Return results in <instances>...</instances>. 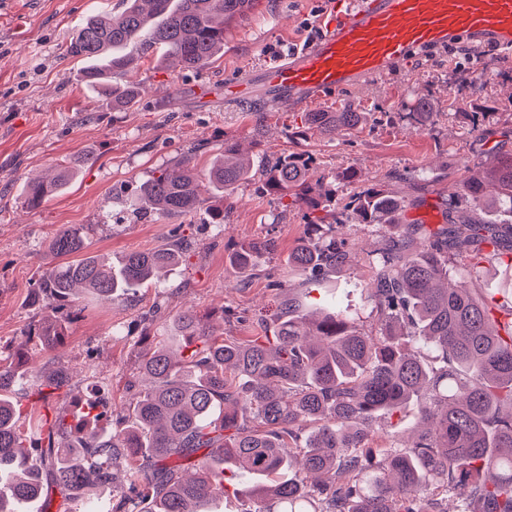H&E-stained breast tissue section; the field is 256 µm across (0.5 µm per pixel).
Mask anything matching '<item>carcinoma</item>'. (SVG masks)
Instances as JSON below:
<instances>
[{"instance_id": "carcinoma-1", "label": "carcinoma", "mask_w": 512, "mask_h": 512, "mask_svg": "<svg viewBox=\"0 0 512 512\" xmlns=\"http://www.w3.org/2000/svg\"><path fill=\"white\" fill-rule=\"evenodd\" d=\"M252 0H126L119 14H95L72 37L68 55L86 63L85 85L131 107L143 93L116 78L135 65L123 53L133 40L197 69L224 54V18ZM364 113L307 112L304 126L327 137L351 129ZM236 145L201 174L192 158L152 175L129 201L143 215L178 218L202 203L199 182L230 196L250 177ZM76 157L50 179L27 182L31 208L59 195L75 172L92 163ZM316 160L288 153L269 165L268 190L288 195L309 211L303 236L288 261L308 283L338 269H369L366 302L377 330L357 327L346 311L303 313L294 298L284 303L263 336L243 341L215 334L191 310L180 314L169 343H148L139 368L149 384L137 389L124 416L107 432L99 422L108 410L88 399L78 411L80 435L49 401L67 393L63 367L28 373L17 350L0 349V471L11 476L0 493V512L58 491L112 483L126 468V489L108 512H211L224 494V463L261 481V505L253 512H512V319L501 323L467 288L465 272L487 248L512 251V230L469 216L436 228L398 224L399 201L367 186L347 207L361 224L400 225L399 243L359 256L338 236L342 221L330 208L333 192L317 177ZM497 183L495 209L512 214V154L472 172L463 186L479 207L484 184ZM88 228L61 227L48 244L63 262L39 272L31 304L51 315L24 331L28 340L56 348L66 322L77 318L76 295L87 290L104 302L151 283L157 272L178 265L183 248L170 244L136 251L112 265L83 254ZM274 250L270 239L242 244L230 263L251 273ZM30 382L22 412L9 392ZM419 399L425 429L393 446L378 440L377 414H392ZM313 474L317 481L307 484Z\"/></svg>"}]
</instances>
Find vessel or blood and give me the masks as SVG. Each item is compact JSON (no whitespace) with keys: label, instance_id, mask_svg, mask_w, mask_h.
<instances>
[{"label":"vessel or blood","instance_id":"1","mask_svg":"<svg viewBox=\"0 0 512 512\" xmlns=\"http://www.w3.org/2000/svg\"><path fill=\"white\" fill-rule=\"evenodd\" d=\"M463 38L511 50L512 0H331L318 36L225 83L224 97L243 101L259 86L269 103L310 107L380 80L412 50Z\"/></svg>","mask_w":512,"mask_h":512}]
</instances>
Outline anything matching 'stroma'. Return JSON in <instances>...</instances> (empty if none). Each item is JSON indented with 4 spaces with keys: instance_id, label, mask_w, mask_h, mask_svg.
Listing matches in <instances>:
<instances>
[{
    "instance_id": "obj_1",
    "label": "stroma",
    "mask_w": 512,
    "mask_h": 512,
    "mask_svg": "<svg viewBox=\"0 0 512 512\" xmlns=\"http://www.w3.org/2000/svg\"><path fill=\"white\" fill-rule=\"evenodd\" d=\"M322 0H252L224 24V54L211 65L170 69L157 50L128 51L137 64L126 81L142 84L136 105L113 109L78 81L81 61L66 54L72 36L94 11H120L122 0H0V350L24 349L30 370L64 366L72 399L94 395L120 410L132 397L143 335L162 339L172 321L193 310L217 332L239 339L260 335L258 316L273 313L288 295L304 296V278L286 259L303 231L304 207L265 190L268 161L288 153L314 155L318 172L343 207L360 187L377 185L402 202L403 224H444L448 197L461 193L468 169L494 154L512 153V53L483 54L459 46L416 52L380 80L320 103L324 112H362L359 127L327 138L313 129L294 134L302 113L289 104L265 106L260 97L225 104L224 85L238 72L303 45L307 21ZM493 61L484 74L485 61ZM428 118L414 121L419 99ZM238 143L254 167L249 181L224 200V221L211 223L207 207L178 218H139L125 209L153 172L192 154L205 170L225 142ZM92 154L63 194L41 207L24 206L21 188L55 173L66 161ZM358 179L346 180L347 171ZM66 224L89 227L90 255L121 261L183 238L187 250L160 283L127 299L104 303L79 293L81 313L55 350L29 341L24 331L39 316L28 301L39 270L56 265L48 242ZM271 238L274 251L255 275L233 267L227 254L239 243ZM512 257L484 258L467 280L496 312L512 309L505 281ZM331 297L360 325L375 319L352 274L333 278Z\"/></svg>"
}]
</instances>
